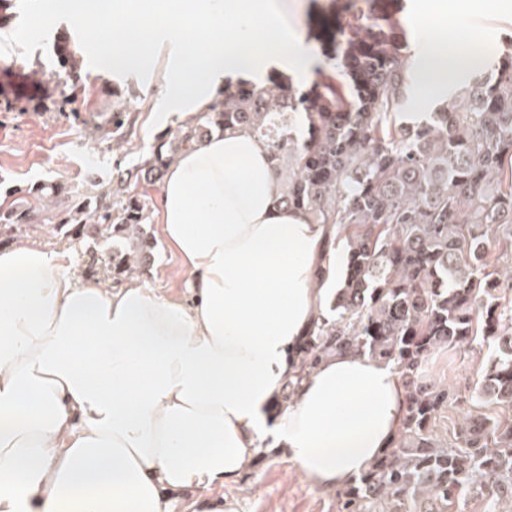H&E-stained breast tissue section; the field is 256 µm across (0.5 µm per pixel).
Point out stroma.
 Returning a JSON list of instances; mask_svg holds the SVG:
<instances>
[{"instance_id": "1", "label": "stroma", "mask_w": 512, "mask_h": 512, "mask_svg": "<svg viewBox=\"0 0 512 512\" xmlns=\"http://www.w3.org/2000/svg\"><path fill=\"white\" fill-rule=\"evenodd\" d=\"M282 4L283 25L304 40L315 58L307 83L335 81L336 0H282ZM416 4L417 0H373L371 7L379 16L399 13L407 21L409 41L420 47L451 33L463 50L476 44L488 55L512 35V0H496L490 9L474 7L445 22L420 12ZM61 36L68 37L82 57L73 77L80 88L75 113L53 107L62 90L55 79L39 85L24 80L32 68H43L53 76L60 73L53 47ZM100 37L99 29L79 25L66 14L34 23L32 0H8L0 6V204L10 203L17 190L46 180L81 193L90 191L93 177L109 184L117 170L134 168L149 155L161 131L183 122V115L171 117L166 112L163 69L138 72L100 66L93 54ZM116 90L127 97L130 123L121 140L113 139L109 122ZM20 95L41 102V109L16 111ZM85 153L95 156L94 170L84 167ZM142 280L171 300H191L180 261L164 240H157ZM488 357L487 349L471 348L453 355L442 350L430 358L427 377L448 384L454 395L438 423L441 439L453 440L465 415L494 416L492 407L477 405L471 398ZM214 495L233 502L237 512H338L340 507L335 491L299 477L287 457L263 451L241 477Z\"/></svg>"}]
</instances>
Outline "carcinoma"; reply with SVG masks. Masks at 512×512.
<instances>
[{"instance_id": "obj_1", "label": "carcinoma", "mask_w": 512, "mask_h": 512, "mask_svg": "<svg viewBox=\"0 0 512 512\" xmlns=\"http://www.w3.org/2000/svg\"><path fill=\"white\" fill-rule=\"evenodd\" d=\"M361 4L338 2L336 84H230L207 110L159 134L115 187L62 212L52 207L62 184L24 190L0 207V238L20 242L50 227L68 240L112 241L92 256L98 272L139 274L154 246L149 187L213 133L252 132L267 148L278 204L349 229L340 288L301 341L300 371L277 407L336 351L392 364L405 389L396 441L336 490L342 512H459L469 492L500 512L512 500V266L490 271L488 257L512 255V42L487 60L485 75L456 82L450 102L415 112L405 22L372 17ZM55 54L66 70L81 66L66 37ZM113 96L116 134L126 105ZM474 344L490 351L474 398L498 414L464 417L450 444L437 419L452 390L423 372L434 353Z\"/></svg>"}]
</instances>
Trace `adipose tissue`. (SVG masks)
Here are the masks:
<instances>
[{
    "instance_id": "ef3b65f1",
    "label": "adipose tissue",
    "mask_w": 512,
    "mask_h": 512,
    "mask_svg": "<svg viewBox=\"0 0 512 512\" xmlns=\"http://www.w3.org/2000/svg\"><path fill=\"white\" fill-rule=\"evenodd\" d=\"M279 21L276 0H127L97 56L148 71L165 55L169 112L196 113L228 81L306 78L308 52ZM186 30L199 40L184 45ZM479 60L429 41L418 95L439 97ZM274 181L245 130L169 168L159 230L190 307L137 279L80 278L57 248L0 247V512H174L175 493L235 480L268 439L338 489L391 447L407 407L386 363L335 353L274 408L342 275L329 228L277 206Z\"/></svg>"
}]
</instances>
